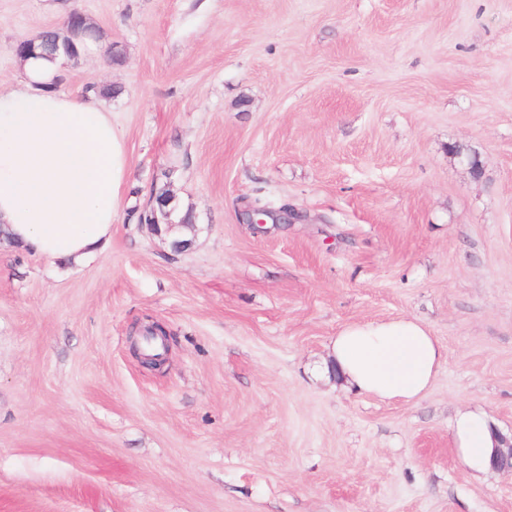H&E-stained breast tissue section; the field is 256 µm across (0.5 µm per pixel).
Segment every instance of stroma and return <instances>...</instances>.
Segmentation results:
<instances>
[{"mask_svg": "<svg viewBox=\"0 0 512 512\" xmlns=\"http://www.w3.org/2000/svg\"><path fill=\"white\" fill-rule=\"evenodd\" d=\"M74 11L101 49L59 88L112 89L128 170L95 256L0 242V512H512L452 438L467 407L512 432V0H0V79ZM400 317L448 353L419 399L326 376ZM155 203L157 204L152 208L149 228L157 236L167 234L174 229L184 227L196 230V224H189L186 222L185 217L178 220L177 216L179 213L178 206L176 204V196L171 194L168 189H163L162 192L154 197ZM158 213L160 214L163 222H160ZM248 224H253L262 227L267 224V218L275 219L278 224H294L295 221L301 219V215L293 209L287 207L280 208L278 212L272 211L264 207L251 206L247 212Z\"/></svg>", "mask_w": 512, "mask_h": 512, "instance_id": "stroma-1", "label": "stroma"}]
</instances>
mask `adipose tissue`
<instances>
[{
	"instance_id": "adipose-tissue-1",
	"label": "adipose tissue",
	"mask_w": 512,
	"mask_h": 512,
	"mask_svg": "<svg viewBox=\"0 0 512 512\" xmlns=\"http://www.w3.org/2000/svg\"><path fill=\"white\" fill-rule=\"evenodd\" d=\"M64 63L25 57L20 78L0 87V229L15 245L70 263L109 243L127 162L97 93L56 90ZM445 359L444 346L411 318L349 324L332 341L341 377L386 401L420 397ZM453 433L464 466L489 471L498 432L484 413L458 412Z\"/></svg>"
}]
</instances>
